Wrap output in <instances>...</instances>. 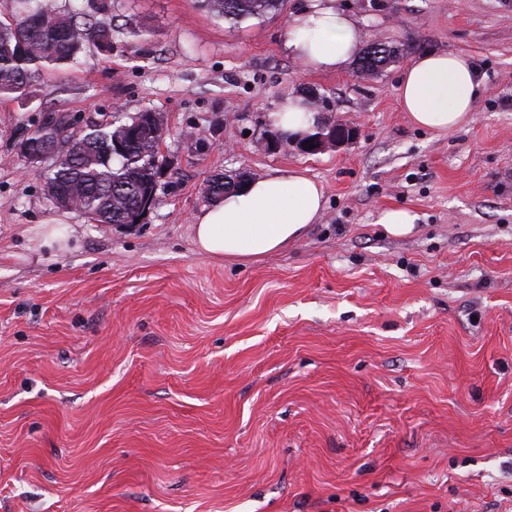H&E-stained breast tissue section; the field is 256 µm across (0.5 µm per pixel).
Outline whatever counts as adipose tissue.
I'll list each match as a JSON object with an SVG mask.
<instances>
[{"label": "adipose tissue", "mask_w": 512, "mask_h": 512, "mask_svg": "<svg viewBox=\"0 0 512 512\" xmlns=\"http://www.w3.org/2000/svg\"><path fill=\"white\" fill-rule=\"evenodd\" d=\"M362 41L359 24L334 0H308L290 20L286 46L303 65L338 73ZM482 93L472 60L448 51L418 56L403 71L397 87L400 108L411 124L437 137L468 124ZM269 120L282 133L300 137L314 130L318 111L305 98L289 96ZM324 209L320 183L303 170L279 169L202 208L195 218L193 242L206 254L256 261L300 241Z\"/></svg>", "instance_id": "ef3b65f1"}]
</instances>
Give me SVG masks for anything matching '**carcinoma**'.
<instances>
[{"instance_id": "cac0c4a2", "label": "carcinoma", "mask_w": 512, "mask_h": 512, "mask_svg": "<svg viewBox=\"0 0 512 512\" xmlns=\"http://www.w3.org/2000/svg\"><path fill=\"white\" fill-rule=\"evenodd\" d=\"M18 15L8 23L0 20V97H22L36 74L77 62L86 43L112 47V27L94 21L81 5L60 15L53 0H22ZM211 13L232 24L281 13L287 0H200ZM401 53L386 45L381 56H361L358 72H381ZM63 119L40 126L30 139L51 142L63 138ZM164 124L154 112H140L119 121L108 131L94 129L70 142L64 158L45 176L47 191L55 202L70 200L97 224H138L145 206L155 200L159 165L158 141ZM119 159L113 167L112 160ZM244 182V176L212 179L207 195L218 200Z\"/></svg>"}]
</instances>
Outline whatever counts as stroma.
<instances>
[{"instance_id":"1","label":"stroma","mask_w":512,"mask_h":512,"mask_svg":"<svg viewBox=\"0 0 512 512\" xmlns=\"http://www.w3.org/2000/svg\"><path fill=\"white\" fill-rule=\"evenodd\" d=\"M304 2L233 25L112 0L111 51L0 100V512H512V0H335L364 44L404 49L370 76L289 54ZM435 50L486 86L438 138L397 98ZM297 94L354 139L261 150ZM118 110L167 130L155 204L126 226L57 208L51 160L18 150L50 116L77 137ZM288 168L325 190L303 240L196 250L215 176ZM395 206L411 234L378 224ZM419 219V214L411 208L393 207L381 211L377 222L382 224L390 235L404 236L415 229Z\"/></svg>"}]
</instances>
